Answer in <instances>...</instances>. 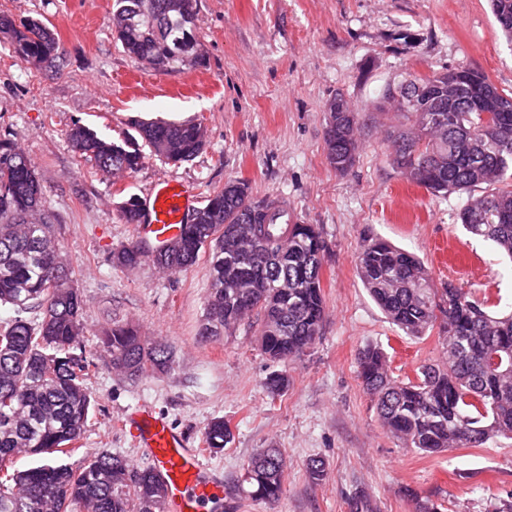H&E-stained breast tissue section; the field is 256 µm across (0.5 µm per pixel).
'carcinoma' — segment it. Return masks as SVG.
<instances>
[{"instance_id": "carcinoma-1", "label": "carcinoma", "mask_w": 512, "mask_h": 512, "mask_svg": "<svg viewBox=\"0 0 512 512\" xmlns=\"http://www.w3.org/2000/svg\"><path fill=\"white\" fill-rule=\"evenodd\" d=\"M197 0H113L112 23L124 50L146 68L167 72L204 65L196 34ZM501 29L512 38V0H491ZM0 38L36 68L55 69L60 40L41 19L16 21L0 14ZM441 112H412V128L392 132L393 162L404 178L434 195L500 185L458 214L464 228L512 257V111L495 112L483 124L464 91ZM350 125L329 113L325 146L340 173L347 157ZM137 136L108 141L76 124L68 140L104 173H132L143 162L139 142L171 163L191 160L205 147L200 123L135 121ZM44 192L30 160L9 139H0V304L16 316L0 326V512H160L162 489L148 470L129 469L112 453H100L73 468L54 460L17 470L20 453L67 454L82 437L92 397L86 386L94 359L86 353L84 301L74 271L63 258L42 213ZM134 224L140 198L119 205ZM210 248V285L201 335L230 331L246 316L260 317V346L272 361L300 358L319 335L325 316L321 255L325 243L312 224H290L276 198L255 201L247 183L229 181L195 210L153 262L166 272L191 267ZM145 257L135 242L112 252V263L134 268ZM359 266L369 295L387 318L420 336L440 323L448 360L423 365L418 381L397 382L377 347L359 353L358 373L382 426L407 448L440 453L478 448L512 437V373L489 369L491 351L512 354V312L484 310L463 289L432 288L423 262L386 241L364 246ZM102 349L130 379L168 372L170 345L144 341L132 324L102 333ZM269 393L288 387V375L269 374ZM232 432L224 418L205 428L204 442L224 450ZM285 460L277 448L261 449L249 462L244 482L255 500L273 504L283 492Z\"/></svg>"}]
</instances>
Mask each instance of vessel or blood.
<instances>
[{"label": "vessel or blood", "instance_id": "1", "mask_svg": "<svg viewBox=\"0 0 512 512\" xmlns=\"http://www.w3.org/2000/svg\"><path fill=\"white\" fill-rule=\"evenodd\" d=\"M196 196L184 183H157L142 201L136 226L138 238L160 246L178 236ZM124 430L140 448L150 471L162 481L166 494L161 512H207L224 494V479L205 460L201 449L191 447L166 417L148 405L127 411Z\"/></svg>", "mask_w": 512, "mask_h": 512}]
</instances>
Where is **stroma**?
Segmentation results:
<instances>
[{
	"instance_id": "35a3bbf8",
	"label": "stroma",
	"mask_w": 512,
	"mask_h": 512,
	"mask_svg": "<svg viewBox=\"0 0 512 512\" xmlns=\"http://www.w3.org/2000/svg\"><path fill=\"white\" fill-rule=\"evenodd\" d=\"M197 10L204 66L158 73L115 39L112 0H0V13L45 21L63 53L59 71H39L0 43V136L36 170L85 300L83 344L96 359L87 382L94 406L79 450L62 463L76 468L107 452L146 469L120 422L147 403L198 448L213 418L229 423L231 442L206 456L229 490L222 512H352L358 494L374 512H413L414 493L440 512L512 503V439L414 452L381 425L358 378L367 346L384 350L397 381L443 355L440 329L406 335L369 296L359 271L369 240L416 255L434 287L452 283L489 309L512 308V259L457 218L490 187L436 196L409 184L386 138L407 122L388 96L410 77L473 70L512 94V43L489 0H197ZM338 94L358 114L361 142L344 174L329 164L324 141L326 105ZM135 118L202 123L206 146L178 164L149 152L136 172L112 175L66 137L81 124L117 141L133 135ZM234 179L246 180L254 198L287 203L291 221L317 225L325 241L323 326L307 353L285 365L264 355L256 325L202 336L208 253L179 273L149 258L133 269L112 263L113 250L136 238L119 215L123 199L178 180L203 203ZM124 323L171 345L167 374L133 381L114 368L99 337ZM280 369L290 384L274 396L263 382ZM261 448L281 449L287 461L283 493L271 505L252 500L242 482ZM315 457L328 470L318 483L306 468Z\"/></svg>"
}]
</instances>
